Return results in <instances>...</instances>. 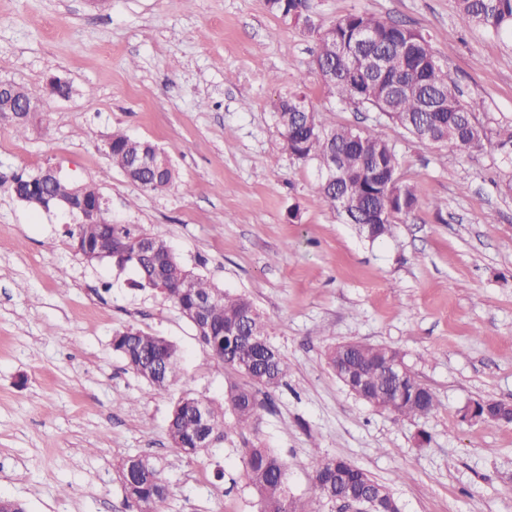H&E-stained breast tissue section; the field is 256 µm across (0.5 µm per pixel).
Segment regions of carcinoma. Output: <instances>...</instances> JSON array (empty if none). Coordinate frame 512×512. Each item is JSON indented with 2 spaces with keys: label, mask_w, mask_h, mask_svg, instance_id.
Instances as JSON below:
<instances>
[{
  "label": "carcinoma",
  "mask_w": 512,
  "mask_h": 512,
  "mask_svg": "<svg viewBox=\"0 0 512 512\" xmlns=\"http://www.w3.org/2000/svg\"><path fill=\"white\" fill-rule=\"evenodd\" d=\"M306 0H267L271 13L290 20L305 7ZM458 15L466 27H482L494 34L512 33V0H457ZM316 54L325 84L333 94L349 104L383 112L412 138L424 141L423 128L429 125L440 143L472 155L484 148L486 133L477 118L480 105L460 99V91L448 70L435 62L429 40L403 24L374 14L355 12L326 25L319 34ZM275 117L289 148L301 161L314 160L320 171L332 153L352 174L349 184L320 183L319 199L336 205V193L349 196L347 221L358 226L370 241L392 236L394 224L412 211L419 200L412 186L398 175L396 148L374 128L329 126L300 93L281 100ZM112 166L141 183L150 192L167 190L175 181V169L157 176L151 170L131 172L136 152H152L156 146L114 132L107 140ZM55 199H67L74 186L56 178L45 186ZM379 212L374 231L365 222L369 210ZM74 251L89 263L104 248L112 250V263L138 270L133 286L150 290L172 302L190 322L197 313L198 300L206 299L197 336L211 346L216 356L246 379L232 385L224 403L185 395L173 404L168 423L171 443L186 456L204 449L197 443L201 424L196 405L207 408V428L224 438V416L231 413L236 425L253 430L263 407L259 395H269L286 383L288 363L270 343L266 324L253 303L243 295H231L184 264L162 236L132 224L112 220L109 209L98 206L89 224H75L69 230ZM112 348L126 366L140 376L154 392L170 389L180 372L177 347L162 336L128 327L115 333ZM399 355L390 347L351 341L327 352L329 366L339 380L361 395L370 406L401 418L430 414L437 406L433 392L411 374L396 382L386 372L385 361ZM244 472L259 497L260 512H293L285 487V463L271 449L250 443L242 451ZM312 480L309 497L313 512L336 505L337 497L353 490L369 498L380 484L365 471L337 456H326L314 448L310 454ZM127 506L143 512H165L167 486L161 469L149 458L125 459L119 467Z\"/></svg>",
  "instance_id": "1"
}]
</instances>
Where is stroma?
Returning a JSON list of instances; mask_svg holds the SVG:
<instances>
[{
    "mask_svg": "<svg viewBox=\"0 0 512 512\" xmlns=\"http://www.w3.org/2000/svg\"><path fill=\"white\" fill-rule=\"evenodd\" d=\"M352 12L430 39L463 99L484 102L482 152L460 156L339 103L312 67L313 39L266 0H0V80L43 98L27 134L0 121V497L26 512H128L118 466L150 456L164 465L166 512H258L240 462L249 440L285 462L296 512L315 447L368 472L401 512H512V423L463 416L478 400L512 404V166L500 160L512 38L461 27L456 0H307L318 25ZM52 77L69 97L46 96ZM298 92L327 124L396 146L419 206L392 237L369 242L317 201L315 163L285 151L274 116ZM116 130L163 149L175 185L147 192L113 169L104 141ZM49 167L96 184L114 220L165 237L252 301L289 367L257 431L229 416L220 447H172L176 399L220 401L243 378L171 302L133 288L135 269L87 264L60 211L10 192L14 176ZM130 325L177 345L169 391H151L113 351ZM353 340L400 351L435 410L404 420L350 393L326 352Z\"/></svg>",
    "mask_w": 512,
    "mask_h": 512,
    "instance_id": "1",
    "label": "stroma"
}]
</instances>
